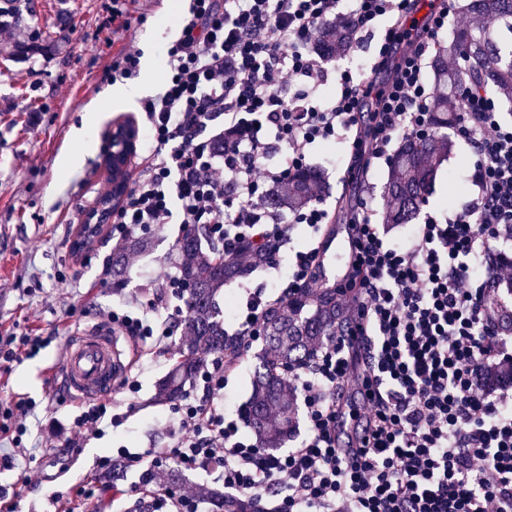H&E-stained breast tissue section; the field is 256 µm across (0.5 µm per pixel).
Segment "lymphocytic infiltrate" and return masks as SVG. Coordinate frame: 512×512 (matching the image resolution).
Instances as JSON below:
<instances>
[{
  "label": "lymphocytic infiltrate",
  "instance_id": "obj_1",
  "mask_svg": "<svg viewBox=\"0 0 512 512\" xmlns=\"http://www.w3.org/2000/svg\"><path fill=\"white\" fill-rule=\"evenodd\" d=\"M415 0H190L180 35L165 56L163 92L142 103L148 146L138 176L112 213L116 242L172 220L207 225L225 252L243 242L282 240L292 224L310 245L297 252L277 296L248 294L238 336L261 334L272 300H285L317 279L319 244L336 216L321 199L281 216L267 194L304 169L324 142L348 144L347 170L367 181L392 164L397 139L433 130L427 58L457 16L456 0H439L421 18ZM347 16L354 36L344 63L326 68L316 35ZM369 50L367 64L354 55ZM333 85L334 94L318 92ZM449 123L472 150L465 205L424 212L406 243L388 238L366 201L346 222L356 256L339 299L361 339L321 342L310 363L290 369L305 430L298 445L272 452L224 411L228 378L217 360L201 378V395L173 406L178 424L166 448L130 450L126 468L165 462L216 473L230 498L277 500L272 512H512V333L494 303L493 284L512 281V263H486L512 227V123L495 98L461 87L449 98ZM151 286L160 293L107 312L108 322L149 350L167 347L178 330L170 297H183L177 260ZM25 397L0 403V432L12 449L0 470L25 454ZM126 416L105 403L82 405L72 427L103 438ZM133 512H198L185 490L141 493Z\"/></svg>",
  "mask_w": 512,
  "mask_h": 512
}]
</instances>
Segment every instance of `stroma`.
Returning a JSON list of instances; mask_svg holds the SVG:
<instances>
[{
  "label": "stroma",
  "mask_w": 512,
  "mask_h": 512,
  "mask_svg": "<svg viewBox=\"0 0 512 512\" xmlns=\"http://www.w3.org/2000/svg\"><path fill=\"white\" fill-rule=\"evenodd\" d=\"M113 5L112 0H36L39 26L47 34H59V48L18 61L11 56L12 43L0 41V332L23 329L49 341L37 357L0 369V400L19 393L39 404L30 419L35 462L22 458L16 469L0 472V484L18 491L17 512H50L54 507L59 512H124L134 501L139 474L125 470L114 485H106L99 479V457L122 445L167 447L168 431L176 422L171 404L154 401L170 369L167 351L129 354V373L139 390L131 394L119 389L111 401L131 407L132 413L100 440L87 441L70 430L75 404L57 374L72 331L101 323L104 312L121 310L131 299L150 300L152 291L144 287L140 271L164 273L181 234L176 224L152 232L151 249L128 257L129 274L119 291L100 277L115 248L108 236L80 255L69 250L74 218L106 189L104 135L115 122H143L140 98L107 96L102 74L119 48L134 44L152 60L135 79L149 84L150 95L159 94L164 87L161 49L178 37L176 18L184 7L182 0H121L117 5L131 27L109 45L102 25ZM143 13L149 16L147 23L137 24ZM83 126L88 129L85 141L74 142L75 129ZM347 161L348 147L340 142L317 148L310 158L322 175L328 204L351 201L356 193L345 177ZM472 162L471 150L451 140L429 193L430 210L470 200ZM306 245L304 229L290 228L276 264L226 283L220 305L234 304L247 291L271 294L289 261ZM261 348V342H253L229 374L224 390L229 413L241 409L250 395ZM82 484L92 485V498L77 496Z\"/></svg>",
  "instance_id": "35a3bbf8"
}]
</instances>
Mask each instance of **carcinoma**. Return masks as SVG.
I'll list each match as a JSON object with an SVG mask.
<instances>
[{
    "label": "carcinoma",
    "mask_w": 512,
    "mask_h": 512,
    "mask_svg": "<svg viewBox=\"0 0 512 512\" xmlns=\"http://www.w3.org/2000/svg\"><path fill=\"white\" fill-rule=\"evenodd\" d=\"M0 18L9 11L24 24L27 40L16 43V59L23 60L34 52L48 53L55 45L44 35H33L29 21L34 16L33 0H5ZM473 22L455 28L446 50L434 60L435 85L431 112L436 131L432 136L408 141L396 154L391 177L386 186L389 224L411 221L436 177L435 162L448 152V97L464 85L494 92L512 103V40L498 37L506 31L512 35V0H470ZM350 23L341 18L321 33L317 44L334 54L350 39ZM471 58L464 71L448 70V55ZM320 182L317 170L307 168L288 182L276 186L266 204L275 209L295 210L306 205ZM206 228L192 225L176 244L180 259V276L186 286L184 332L169 348L171 367L158 387L157 401L173 402L190 389L211 356L232 363L242 354L239 336L224 329V315L217 310L216 297L224 283L248 276L255 268L268 265L276 257L279 245L255 249L242 261L234 254L210 256L203 251ZM147 236H134L112 253V279L120 281L126 270L124 256L147 250ZM343 320V306L336 299V289L313 287L306 292L270 305L262 317L264 351L255 366L245 418L263 448L277 449L288 440L295 423L296 408L288 366L310 359L314 345L336 335ZM149 479L160 488H170L179 481V473L170 466L153 471ZM198 494L213 506L212 512H255L250 499H226L205 488Z\"/></svg>",
    "instance_id": "carcinoma-1"
}]
</instances>
